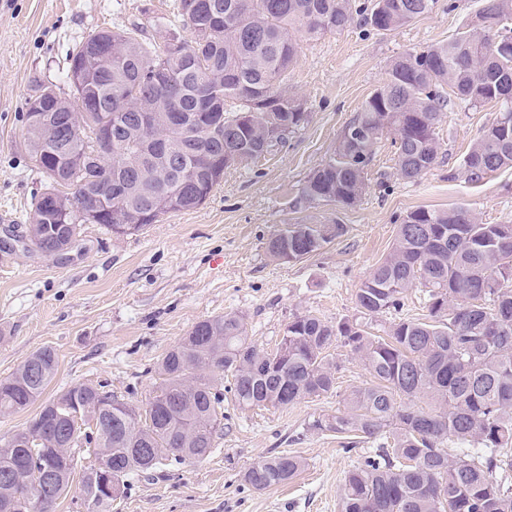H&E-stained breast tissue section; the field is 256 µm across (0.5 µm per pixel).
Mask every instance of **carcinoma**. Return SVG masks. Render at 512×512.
<instances>
[{"label":"carcinoma","mask_w":512,"mask_h":512,"mask_svg":"<svg viewBox=\"0 0 512 512\" xmlns=\"http://www.w3.org/2000/svg\"><path fill=\"white\" fill-rule=\"evenodd\" d=\"M436 2L178 0L189 38L172 33L159 47L132 23L98 32L112 41L110 56L80 42L69 53V92L35 77L25 101L21 146L46 179L68 180L72 196L61 213L33 224L28 241L48 256L59 242L79 237V201L104 199L129 235L167 213L198 207L219 184L228 152L260 153L306 123V103L288 85L298 41L356 20L392 31ZM499 30L512 33V0H483L466 30L392 60L383 85L349 124L363 135H341L295 205L360 202L386 131L395 134L402 177L426 173L437 163L435 130L453 98L471 107L503 105L465 154L466 179L478 183L512 169V51L494 45ZM174 41L177 57L169 51ZM174 112L188 118L177 122ZM117 114L122 126L112 127L103 151L95 128ZM343 231L340 224H294L271 237L266 250L278 259L280 241L300 260ZM420 286L424 317L401 318L383 336L370 331L368 322L401 309ZM356 307L361 318L336 323L295 317L272 351L251 340L238 316L198 322L158 363L160 382L148 407L162 417L152 422L128 402L101 407V390L91 384L41 401L58 359L49 347L33 352L0 380L1 417L41 402L29 425L0 442V467L17 460L13 478L0 479V512H30L18 497L25 470L48 456L56 459L50 503L68 493L79 470L87 512H112V498L91 495L95 477L93 467L81 466L83 454L107 452L120 494L133 473L154 471L169 458L202 459L222 430L220 376L231 377L243 409L286 408L336 389L338 365L327 354L335 341L350 348L369 380L314 427L336 434L349 452L377 443L347 473L342 512H512V224H484L464 205L409 212L388 255L363 279ZM78 407L97 418L96 427L68 426L64 416ZM302 468L299 457L275 453L243 480L266 490Z\"/></svg>","instance_id":"obj_1"}]
</instances>
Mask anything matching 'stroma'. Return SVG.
<instances>
[{
    "label": "stroma",
    "mask_w": 512,
    "mask_h": 512,
    "mask_svg": "<svg viewBox=\"0 0 512 512\" xmlns=\"http://www.w3.org/2000/svg\"><path fill=\"white\" fill-rule=\"evenodd\" d=\"M175 2L0 0V256L7 261L0 270V378L32 352L52 348L58 370L49 398L89 383L146 408L162 356L213 316L243 317L249 336L268 351L296 316L312 313L332 323L357 317L364 276L389 252L413 209L465 205L484 223H512V170L478 184L461 171L471 143L501 111L496 102L449 105L436 129L438 162L421 177H401L387 134L356 206H293L309 174L383 84L390 61L448 41L482 6V0H437L432 12L394 31L355 24L301 42L289 83L308 103L307 123L265 157L227 169L196 209L169 213L123 237L83 225L63 259L23 242L33 198L45 185L20 147L32 78L63 85L72 47L104 27L137 21L162 40L157 22L170 17ZM290 224H341L345 231L302 260H272L266 243ZM329 352L339 366L337 392L288 408H240L231 378L219 379L223 429L209 457L129 475L112 512H341L345 476L370 447L345 452L314 422L341 408L345 394L369 375L347 347L336 343ZM280 452L303 460L295 479L264 491L244 483L248 468Z\"/></svg>",
    "instance_id": "stroma-1"
}]
</instances>
